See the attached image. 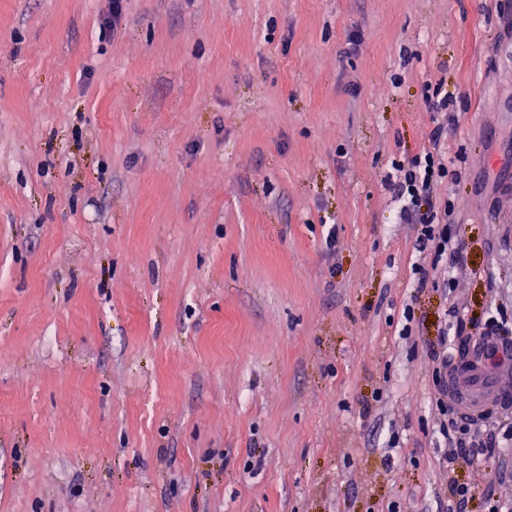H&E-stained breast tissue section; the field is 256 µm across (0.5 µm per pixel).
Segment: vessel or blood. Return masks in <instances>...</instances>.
<instances>
[{
    "mask_svg": "<svg viewBox=\"0 0 512 512\" xmlns=\"http://www.w3.org/2000/svg\"><path fill=\"white\" fill-rule=\"evenodd\" d=\"M512 365V344L495 335L480 338L462 349L453 365L448 397L469 416H478L485 401L512 404V376L505 367Z\"/></svg>",
    "mask_w": 512,
    "mask_h": 512,
    "instance_id": "b4317fda",
    "label": "vessel or blood"
}]
</instances>
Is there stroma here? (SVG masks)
Segmentation results:
<instances>
[{"label":"stroma","mask_w":512,"mask_h":512,"mask_svg":"<svg viewBox=\"0 0 512 512\" xmlns=\"http://www.w3.org/2000/svg\"><path fill=\"white\" fill-rule=\"evenodd\" d=\"M429 84L452 280L385 185ZM459 314L512 339V0H0V512L512 505L439 431ZM427 102L432 112L446 116V125L448 126L447 112H455L457 100L452 96H448V92L443 90L441 85H438L434 87L432 94L428 96Z\"/></svg>","instance_id":"35a3bbf8"}]
</instances>
